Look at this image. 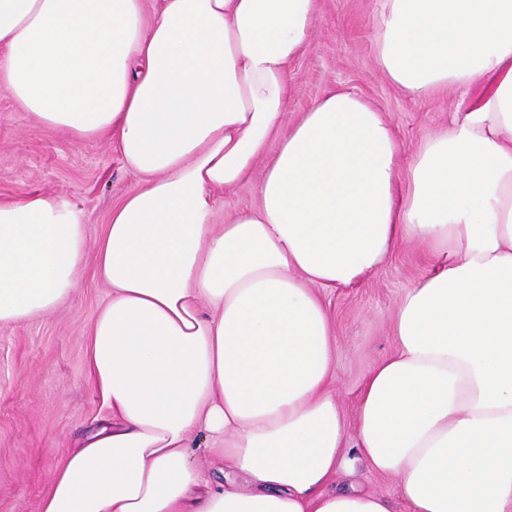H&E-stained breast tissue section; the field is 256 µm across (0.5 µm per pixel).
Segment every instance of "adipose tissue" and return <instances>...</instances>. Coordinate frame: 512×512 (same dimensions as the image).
I'll return each instance as SVG.
<instances>
[{"label":"adipose tissue","instance_id":"adipose-tissue-1","mask_svg":"<svg viewBox=\"0 0 512 512\" xmlns=\"http://www.w3.org/2000/svg\"><path fill=\"white\" fill-rule=\"evenodd\" d=\"M318 0H0V89L48 130L114 140L139 188L96 244L64 195L0 201V324L53 312L88 248L109 288L87 346L107 409L41 512H392L331 490L348 444L410 512H512V0H383L375 63L459 96L409 166L354 91L283 126ZM276 152H269L271 140ZM264 174L212 221L216 190ZM406 237L432 269L348 431L319 288ZM229 471L210 484L199 448Z\"/></svg>","mask_w":512,"mask_h":512}]
</instances>
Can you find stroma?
<instances>
[{"label":"stroma","instance_id":"1","mask_svg":"<svg viewBox=\"0 0 512 512\" xmlns=\"http://www.w3.org/2000/svg\"><path fill=\"white\" fill-rule=\"evenodd\" d=\"M381 9L382 0H320L312 35L291 70L283 122H294L327 90L351 89L388 118L406 165L424 140L449 127L457 95L448 89L411 97L387 80L373 44ZM138 186L114 144L42 129L0 92V201L32 191L64 194L94 238L113 205ZM428 264L426 247L404 240L365 283L322 290L336 341L332 390L347 422L355 420L366 375L394 353L395 306ZM94 268L95 256L87 254L79 287L54 312L0 325V512H40L56 466L106 415L86 363L90 328L108 294ZM335 483L358 485L387 498L393 512H408L396 478L361 467L339 472Z\"/></svg>","mask_w":512,"mask_h":512}]
</instances>
